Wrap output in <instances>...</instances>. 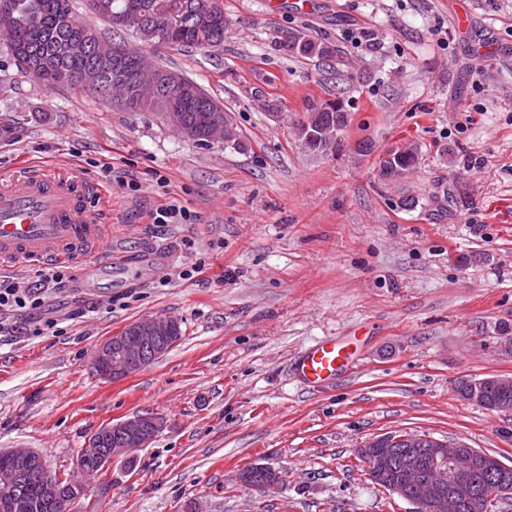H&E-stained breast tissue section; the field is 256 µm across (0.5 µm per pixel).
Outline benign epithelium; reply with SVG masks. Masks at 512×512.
<instances>
[{
	"mask_svg": "<svg viewBox=\"0 0 512 512\" xmlns=\"http://www.w3.org/2000/svg\"><path fill=\"white\" fill-rule=\"evenodd\" d=\"M90 39L96 41L90 51L97 59V65L84 74V82L98 85L102 74L112 71V83L123 88L130 95L137 93L155 94L163 85L176 87L178 78L171 72L154 65L142 63L133 81L123 75L120 55L112 48L111 42L100 39L98 32H92ZM177 321L167 316H146L129 324V332L105 340L96 350L93 367L105 379L128 377L146 366L145 350L152 351L158 358L167 351L163 343L174 338ZM163 428V421L156 415H135L119 423L106 425L95 431L89 438L76 466L85 478L97 476V472L84 466L88 456L109 444L112 435L123 436L120 448H111L107 460L128 453L137 448L147 447ZM420 442L416 435L385 434L366 441L359 448L360 456L368 464L370 479L377 486L415 506V512H459L466 505L469 512H484V495L477 492L471 482L472 474L481 466L502 471L500 483L489 490L492 495H512V466L476 448H469L460 442H447L432 438L425 439L427 447L414 450ZM406 448L394 466L388 465V458L394 446ZM17 467L11 472L1 473L0 481L8 485L23 470L34 468L48 478L45 496L48 509L52 512H69L71 501L78 497L77 491L84 482H75L63 489L50 478L49 466L45 459L31 449H13Z\"/></svg>",
	"mask_w": 512,
	"mask_h": 512,
	"instance_id": "7a95c632",
	"label": "benign epithelium"
}]
</instances>
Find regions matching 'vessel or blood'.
<instances>
[{"label": "vessel or blood", "instance_id": "vessel-or-blood-1", "mask_svg": "<svg viewBox=\"0 0 512 512\" xmlns=\"http://www.w3.org/2000/svg\"><path fill=\"white\" fill-rule=\"evenodd\" d=\"M92 189L74 176L42 169L0 186V260L51 265H80L86 277H96L98 264L89 262L112 238L89 207ZM356 352L346 337L318 341L300 355L294 369L317 387L354 368Z\"/></svg>", "mask_w": 512, "mask_h": 512}]
</instances>
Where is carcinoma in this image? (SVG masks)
Returning <instances> with one entry per match:
<instances>
[{"instance_id":"1","label":"carcinoma","mask_w":512,"mask_h":512,"mask_svg":"<svg viewBox=\"0 0 512 512\" xmlns=\"http://www.w3.org/2000/svg\"><path fill=\"white\" fill-rule=\"evenodd\" d=\"M101 6L99 20L107 28L99 30L105 38L121 36L128 30L144 44H163L190 50H208L224 42V3L213 0L212 20L208 25L190 26L187 15L197 0H87ZM10 12L0 16V28L18 29L21 41L8 45L15 67L19 68L27 57L42 58L49 64L43 85L80 87L110 101L126 112H155L157 99L153 96L129 97L113 95L84 84L82 71L90 65L91 55H73L64 51L68 42L86 39L87 27L75 16L73 0H8ZM283 43L288 51L308 59H325L333 55L334 48L328 42L313 39L298 30L285 33ZM182 85L169 91L177 111L186 114L197 139L208 135L209 122L224 105L215 103L195 81L183 76ZM346 125V113L336 106L311 108L308 121L301 128V140L311 152H324L338 140V133ZM417 152L410 146L392 149L381 162L385 177H398L416 166ZM486 403L484 408L499 412L512 406V391L499 390L494 378H486ZM244 485L264 481L268 468L249 465L243 469ZM13 496L19 508L17 512H48L43 504L42 478L30 472L10 485L0 483V496Z\"/></svg>"}]
</instances>
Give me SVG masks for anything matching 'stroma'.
I'll return each instance as SVG.
<instances>
[{"instance_id":"stroma-1","label":"stroma","mask_w":512,"mask_h":512,"mask_svg":"<svg viewBox=\"0 0 512 512\" xmlns=\"http://www.w3.org/2000/svg\"><path fill=\"white\" fill-rule=\"evenodd\" d=\"M312 2L224 0L222 45L145 46L223 103L235 146L31 81L0 43V183L36 162L74 173L108 195L112 225L96 279L72 265L69 287L44 289L55 333L0 335V451L37 450L71 475L97 429L165 420L71 512H413L358 453L395 432L512 466V412L456 391L512 379V0ZM292 29L335 54L292 55ZM336 100L338 146L309 152L301 124ZM405 143L416 167L381 177ZM160 174L197 223L152 224ZM154 315L177 320L180 340L138 373L99 377L97 347ZM331 336L357 366L307 387L293 363ZM249 464L282 482L240 484Z\"/></svg>"}]
</instances>
